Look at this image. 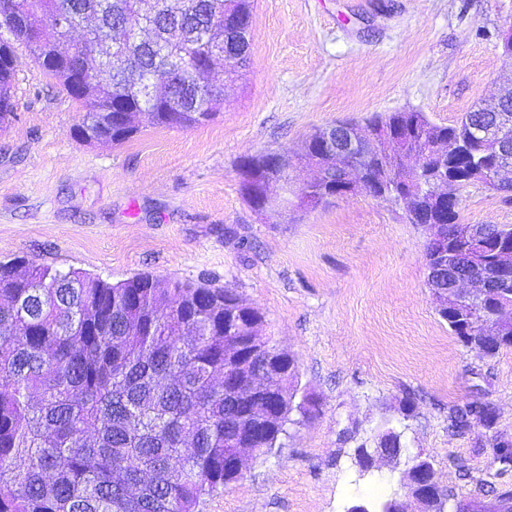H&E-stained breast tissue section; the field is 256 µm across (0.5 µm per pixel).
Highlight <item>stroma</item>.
I'll use <instances>...</instances> for the list:
<instances>
[{
  "label": "stroma",
  "instance_id": "1",
  "mask_svg": "<svg viewBox=\"0 0 512 512\" xmlns=\"http://www.w3.org/2000/svg\"><path fill=\"white\" fill-rule=\"evenodd\" d=\"M512 0H255L250 64L220 115L145 128L120 145L75 138L82 107L14 46L16 110L0 129V262L78 268L115 283L149 272L209 281L263 313L295 355L316 412L197 512H381L398 488L387 463L360 471L379 431L425 451L459 500H482L491 453L482 427L448 429V410L489 401L512 434V350L481 357L436 313L424 227L403 205L356 193L287 218L259 217L240 193L241 157L298 152L316 129L414 109L449 125L496 98L512 67L500 33ZM467 224H512V199L472 185Z\"/></svg>",
  "mask_w": 512,
  "mask_h": 512
}]
</instances>
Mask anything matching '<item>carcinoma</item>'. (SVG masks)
<instances>
[{
    "mask_svg": "<svg viewBox=\"0 0 512 512\" xmlns=\"http://www.w3.org/2000/svg\"><path fill=\"white\" fill-rule=\"evenodd\" d=\"M245 0H0V125L14 114L12 42L85 111L77 136L122 144L141 125L184 128L214 121L223 95L226 16L250 30ZM83 28L92 50L73 64L61 58L60 15ZM475 113L439 125L422 112L374 113L368 126L401 131L405 141L443 136L461 142L448 158L464 188L472 169L495 160L492 146L471 140ZM462 198L444 205L448 255L467 265ZM486 233L483 271L498 274L496 252L512 249V224ZM495 296H469V323L488 336L486 358L512 348V270ZM439 317L466 343L462 320ZM263 314L239 294L207 283L137 273L109 283L88 273L22 261L0 262V512H196L200 500L239 479L229 441L250 437L255 454L276 447L294 412L317 405L298 392L293 355L275 380L280 398L272 422L248 426L241 404L224 397V345L264 334ZM483 427L491 449L495 497L512 498V435L496 428L490 402L448 410V431Z\"/></svg>",
    "mask_w": 512,
    "mask_h": 512,
    "instance_id": "1",
    "label": "carcinoma"
}]
</instances>
